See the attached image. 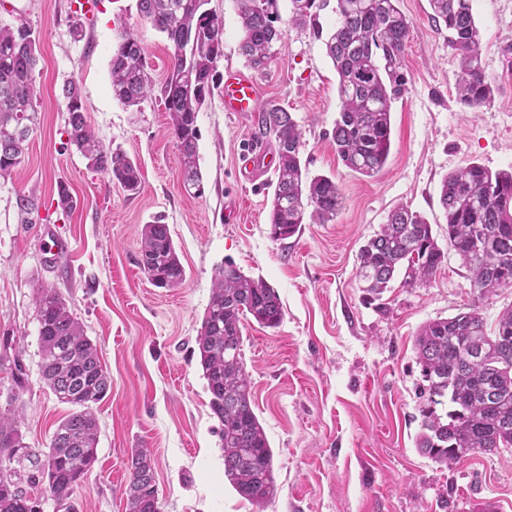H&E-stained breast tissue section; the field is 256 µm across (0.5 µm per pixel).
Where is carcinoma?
<instances>
[{"mask_svg": "<svg viewBox=\"0 0 512 512\" xmlns=\"http://www.w3.org/2000/svg\"><path fill=\"white\" fill-rule=\"evenodd\" d=\"M241 21V54L247 65L265 70L284 47L279 0H235ZM291 21L323 40L337 75L339 110L332 132L338 158L366 177L381 172L391 147L392 104L406 90L402 60L410 21L400 0H336V25L323 35L320 11L327 0H289ZM210 0H138L140 16L162 33L172 47L170 67L160 86L169 130L181 155L183 186L204 193L198 168L200 131L197 117L211 96L224 56V24H216ZM436 23L448 30L460 71V103L476 109L490 103L494 89L481 57V31L472 0H430ZM39 35L20 21L0 23V177L24 161V143L37 120L36 81ZM112 95L138 108L154 92L144 49L131 30L118 31L110 60ZM67 141L95 171L131 195L140 192L137 163L126 154L105 151L88 124L78 84L64 83ZM258 133L269 139L278 159L269 215L271 237L286 240L302 225L336 218L343 194L335 179L306 173L301 157L302 131L285 108L268 104L258 115ZM440 203L448 224V243L469 272L470 285L486 298L503 288L500 270L512 268V169L491 171L471 164L445 176ZM21 221L39 210L32 192L16 197ZM446 253L432 224L406 206L397 207L358 253V277L374 298L387 291L397 275L414 286L432 279ZM140 264L157 288H177L185 269L167 225H144ZM39 324L40 372L57 400L70 413L57 425L47 450L36 454L23 442L20 417L9 408L0 413V512H34V500L20 485L47 478L55 503L71 498L97 462L98 418L93 410L112 388L96 344L69 310L65 298L44 289L35 300ZM262 327H279L282 306L274 288L242 273L233 263L215 268L213 288L196 338L200 365L211 395L210 409L219 419L224 451V480L243 499L264 508L276 495L273 451L253 410L252 382L241 346L244 319ZM512 307L487 329L477 308L423 325L415 338L416 360L428 382L417 448L435 463L452 467L477 452L512 447ZM127 512H160L155 459L149 448H135L128 458Z\"/></svg>", "mask_w": 512, "mask_h": 512, "instance_id": "1", "label": "carcinoma"}]
</instances>
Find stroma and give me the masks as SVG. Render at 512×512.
Wrapping results in <instances>:
<instances>
[{"mask_svg":"<svg viewBox=\"0 0 512 512\" xmlns=\"http://www.w3.org/2000/svg\"><path fill=\"white\" fill-rule=\"evenodd\" d=\"M224 18L221 67L246 70L235 0H211ZM411 23L403 99L392 109L384 169L366 177L337 159L331 134L338 111L336 72L321 41L290 21L280 0L286 47L258 74L262 103L292 113L303 132L301 156L311 173L332 176L344 203L334 221L306 224L283 241L270 235L274 173H244L240 152L255 118L230 116L221 94L198 114L202 195L182 183L180 153L159 97L141 111L112 96L110 59L116 30L128 25L161 84L171 49L144 21L137 0H99L73 41L69 0H0V20L27 21L40 39V124L24 161L0 177V409L16 395L20 432L44 451L67 414L44 384L35 298L64 294L96 343L112 377L97 408L98 461L72 495L76 512H126L127 459L152 448L161 512H253L224 481L219 420L200 366L196 337L217 266L233 262L278 293L284 318L275 329L246 321L243 356L253 405L274 453L277 494L265 512H512V450L475 453L445 469L416 446L425 383L414 339L422 325L477 304L487 325L512 306V288L476 299L455 252L436 275L413 288L393 286L369 300L357 276L359 249L398 205L423 215L440 245L448 231L439 203L444 175L472 163L512 167V0H474L483 66L494 88L480 109L457 101L459 59L428 0H400ZM81 90L85 115L104 149L122 150L142 175L131 196L63 149L65 81ZM77 206L56 207L59 184ZM35 191L41 208L22 223L19 192ZM170 229L185 269L180 287H154L139 263L141 230L154 219ZM70 244L44 260L40 226ZM23 374L14 378V362Z\"/></svg>","mask_w":512,"mask_h":512,"instance_id":"35a3bbf8","label":"stroma"}]
</instances>
